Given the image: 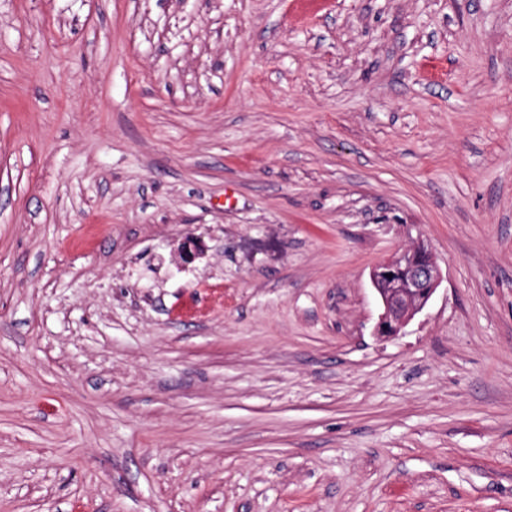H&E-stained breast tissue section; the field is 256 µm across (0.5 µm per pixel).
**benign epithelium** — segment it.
Listing matches in <instances>:
<instances>
[{
    "mask_svg": "<svg viewBox=\"0 0 512 512\" xmlns=\"http://www.w3.org/2000/svg\"><path fill=\"white\" fill-rule=\"evenodd\" d=\"M442 281L429 246L419 241L371 273V283L382 306L377 331L398 336L430 301Z\"/></svg>",
    "mask_w": 512,
    "mask_h": 512,
    "instance_id": "7a95c632",
    "label": "benign epithelium"
}]
</instances>
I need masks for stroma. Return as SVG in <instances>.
I'll use <instances>...</instances> for the list:
<instances>
[{"instance_id":"stroma-1","label":"stroma","mask_w":512,"mask_h":512,"mask_svg":"<svg viewBox=\"0 0 512 512\" xmlns=\"http://www.w3.org/2000/svg\"><path fill=\"white\" fill-rule=\"evenodd\" d=\"M0 512H512V0H0ZM370 278L383 309L377 325L382 336L400 335L425 308L442 281L433 253L424 241L379 264Z\"/></svg>"}]
</instances>
